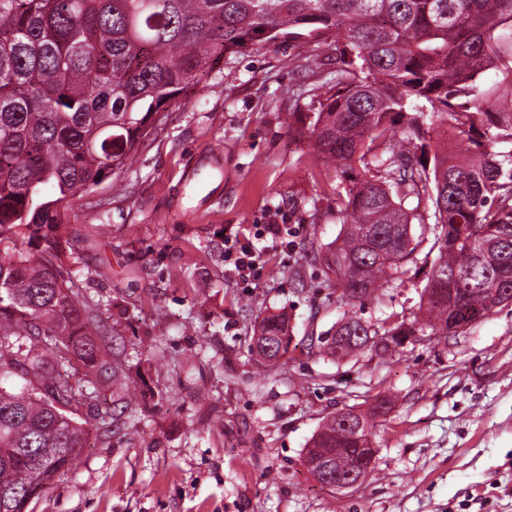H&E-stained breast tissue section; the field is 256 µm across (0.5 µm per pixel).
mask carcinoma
<instances>
[{"label": "carcinoma", "instance_id": "obj_1", "mask_svg": "<svg viewBox=\"0 0 512 512\" xmlns=\"http://www.w3.org/2000/svg\"><path fill=\"white\" fill-rule=\"evenodd\" d=\"M306 33L325 35L336 62L335 92L313 86L320 111L297 122L347 182L339 236L319 251L339 298L362 306L403 280L397 260L423 242L406 245L414 223L430 225L437 251L424 318L353 313L337 322L344 343L333 332L310 347L384 357L396 349L368 337L406 325L439 336L455 312L512 303V0H0V244L26 245L0 257V512H25L32 487L72 468L89 443L81 410L96 407L107 436L117 418L100 398L134 402L123 362L91 331L97 314L62 274L68 205L131 166L161 113L224 55ZM448 121L469 154L433 144ZM288 346L284 314L251 336L269 370ZM389 403L376 397L357 433L332 414L310 454L334 453L345 475L353 436L371 435Z\"/></svg>", "mask_w": 512, "mask_h": 512}]
</instances>
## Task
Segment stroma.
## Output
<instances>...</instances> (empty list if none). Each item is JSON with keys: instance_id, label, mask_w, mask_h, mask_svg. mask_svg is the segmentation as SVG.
I'll return each instance as SVG.
<instances>
[{"instance_id": "obj_1", "label": "stroma", "mask_w": 512, "mask_h": 512, "mask_svg": "<svg viewBox=\"0 0 512 512\" xmlns=\"http://www.w3.org/2000/svg\"><path fill=\"white\" fill-rule=\"evenodd\" d=\"M317 37L225 57L173 102L135 164L66 212L64 261L84 303L121 323L116 348L132 415L84 449L29 512H512V304L470 328L334 360L308 352L348 308L310 246L340 232L339 168L289 125L328 82ZM284 224L262 276L243 286L224 238ZM365 305L367 320L419 315L433 259ZM287 313V354L263 371L248 349L265 316ZM391 405L373 468L338 491L304 467L325 417L376 395Z\"/></svg>"}]
</instances>
